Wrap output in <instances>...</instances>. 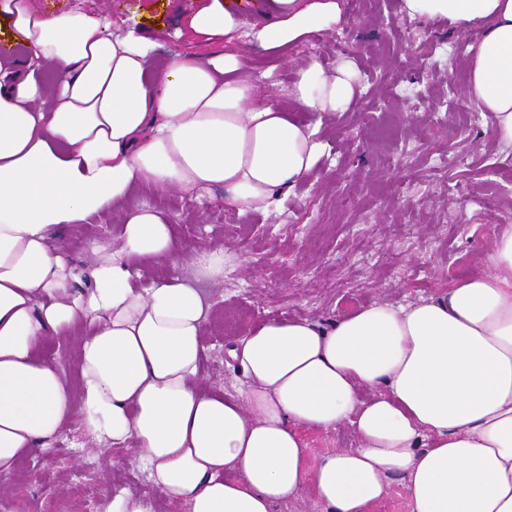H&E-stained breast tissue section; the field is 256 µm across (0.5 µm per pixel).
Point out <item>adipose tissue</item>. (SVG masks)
<instances>
[{"label": "adipose tissue", "mask_w": 512, "mask_h": 512, "mask_svg": "<svg viewBox=\"0 0 512 512\" xmlns=\"http://www.w3.org/2000/svg\"><path fill=\"white\" fill-rule=\"evenodd\" d=\"M251 37L282 55L338 23L339 0H270ZM411 15L475 32L466 95L512 147V0H404ZM0 479L45 454L73 413L71 387L41 347L78 326L83 421L100 445L137 449L181 512H271L312 492L323 512H375L400 481L410 512H512V226L480 270L407 305L379 303L324 328L271 318L227 349L236 393L209 389L201 335L212 305L148 259L224 281V250L193 253L172 220L127 206L142 186L197 202L265 210L324 156L320 117L356 93L352 62L299 67L283 106L258 93L236 54L174 56L153 84L152 41L112 32L95 13L46 15L0 0ZM228 0L191 19L233 40ZM310 113L291 117L289 108ZM120 211L94 245V285L77 290L64 234ZM353 426L360 444L313 455L305 432Z\"/></svg>", "instance_id": "obj_1"}]
</instances>
